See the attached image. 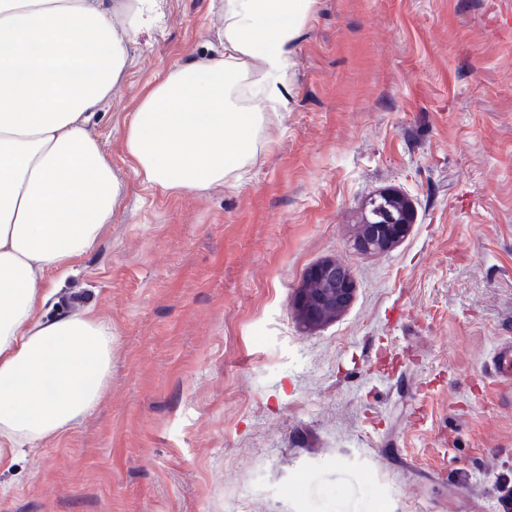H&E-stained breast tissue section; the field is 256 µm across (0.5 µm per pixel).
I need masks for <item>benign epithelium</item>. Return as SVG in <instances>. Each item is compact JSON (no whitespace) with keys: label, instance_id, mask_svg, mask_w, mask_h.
Returning <instances> with one entry per match:
<instances>
[{"label":"benign epithelium","instance_id":"1","mask_svg":"<svg viewBox=\"0 0 512 512\" xmlns=\"http://www.w3.org/2000/svg\"><path fill=\"white\" fill-rule=\"evenodd\" d=\"M414 223L413 207H408L398 224H369L354 245L363 251L384 253L397 245ZM305 285L297 289L294 305L303 328L321 326L336 318L349 306L355 291L351 273H340L336 261L324 260L311 266L304 278Z\"/></svg>","mask_w":512,"mask_h":512}]
</instances>
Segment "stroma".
Returning <instances> with one entry per match:
<instances>
[{
  "label": "stroma",
  "mask_w": 512,
  "mask_h": 512,
  "mask_svg": "<svg viewBox=\"0 0 512 512\" xmlns=\"http://www.w3.org/2000/svg\"><path fill=\"white\" fill-rule=\"evenodd\" d=\"M86 129L124 185L67 307L112 326L100 403L0 470V512H500L512 492V0H318L234 186L146 188L123 131L215 55L224 0H158ZM415 210L352 246L367 199ZM354 297L303 330L307 268ZM408 203L409 207L399 221L400 224H368L362 227V233L354 242L355 247L363 251L384 253L397 245L414 223V210L411 203ZM365 229L367 232L363 234Z\"/></svg>",
  "instance_id": "35a3bbf8"
}]
</instances>
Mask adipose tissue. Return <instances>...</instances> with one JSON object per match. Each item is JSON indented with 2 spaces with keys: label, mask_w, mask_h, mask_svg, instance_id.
I'll return each mask as SVG.
<instances>
[{
  "label": "adipose tissue",
  "mask_w": 512,
  "mask_h": 512,
  "mask_svg": "<svg viewBox=\"0 0 512 512\" xmlns=\"http://www.w3.org/2000/svg\"><path fill=\"white\" fill-rule=\"evenodd\" d=\"M316 0H224L223 51L168 71L125 127L143 183L224 185L257 156L265 115L287 107L293 45ZM156 0H0V469L61 435L104 395L112 327L91 307L49 314L62 278L111 223L123 186L85 129L124 71L125 43L157 23Z\"/></svg>",
  "instance_id": "1"
}]
</instances>
